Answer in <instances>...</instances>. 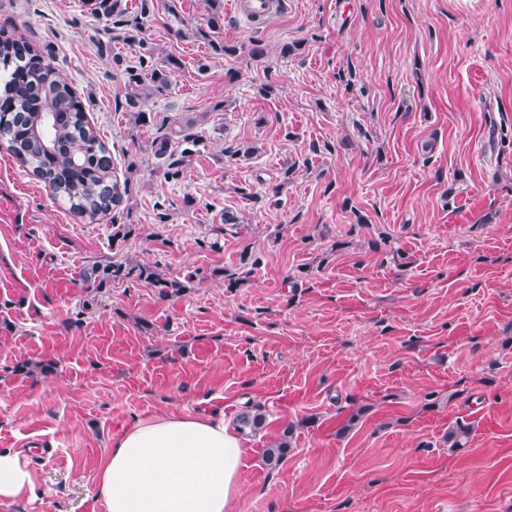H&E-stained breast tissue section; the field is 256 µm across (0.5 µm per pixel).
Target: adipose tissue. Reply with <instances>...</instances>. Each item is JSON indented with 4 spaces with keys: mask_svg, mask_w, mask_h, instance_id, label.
Returning <instances> with one entry per match:
<instances>
[{
    "mask_svg": "<svg viewBox=\"0 0 512 512\" xmlns=\"http://www.w3.org/2000/svg\"><path fill=\"white\" fill-rule=\"evenodd\" d=\"M242 456V439L223 412L161 413L113 440L96 495L106 512H228ZM35 492L19 452L0 450V503Z\"/></svg>",
    "mask_w": 512,
    "mask_h": 512,
    "instance_id": "ef3b65f1",
    "label": "adipose tissue"
}]
</instances>
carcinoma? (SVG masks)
<instances>
[{"mask_svg":"<svg viewBox=\"0 0 512 512\" xmlns=\"http://www.w3.org/2000/svg\"><path fill=\"white\" fill-rule=\"evenodd\" d=\"M0 65L10 69L3 84L6 109H0V138L9 150L29 167L50 189L54 196L65 200L69 207L93 220L109 205L127 193L128 185L114 180L112 155L88 124L80 102L71 85L50 63L43 60L26 41L0 35ZM141 92L131 93L126 110L134 124L142 126L146 113L140 110L142 97L162 94L168 88L167 74L151 69L147 78L136 80ZM191 124L174 131L157 130L155 154L168 156L164 178L177 180L182 174L183 158L196 144ZM186 144L180 152L169 149L172 138ZM101 281L114 279L154 281L159 294L168 297L184 288L177 280L163 279L150 267L114 265L112 269L92 271ZM265 415L250 406L237 416L236 425L243 433H255L263 428ZM287 445L278 442L265 449L266 464L275 467L286 454Z\"/></svg>","mask_w":512,"mask_h":512,"instance_id":"1","label":"carcinoma"}]
</instances>
